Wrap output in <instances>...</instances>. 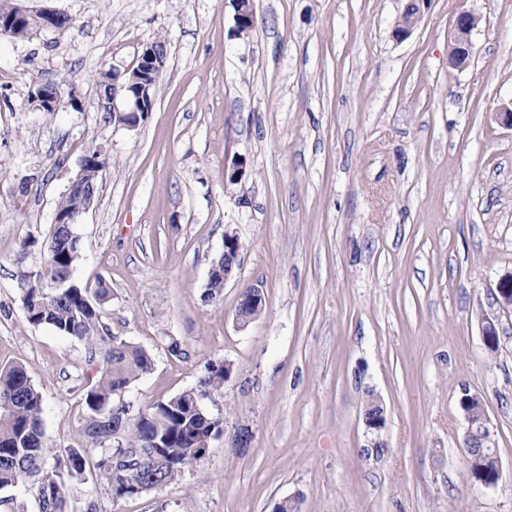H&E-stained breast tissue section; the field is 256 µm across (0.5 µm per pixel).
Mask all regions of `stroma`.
Returning <instances> with one entry per match:
<instances>
[{
    "label": "stroma",
    "mask_w": 512,
    "mask_h": 512,
    "mask_svg": "<svg viewBox=\"0 0 512 512\" xmlns=\"http://www.w3.org/2000/svg\"><path fill=\"white\" fill-rule=\"evenodd\" d=\"M66 29L0 35V365L21 363L44 399L47 439L76 443L77 339L24 317L19 267L44 259L57 203L83 156L109 159L76 232L77 284L103 282L104 320L148 349L127 393L149 408L230 364L205 401L222 432L162 491L98 512H512V0H254L249 37L232 0H13ZM479 17L469 66L448 63L454 20ZM163 42L153 109L105 112L100 83ZM54 82L55 112L34 109ZM237 180H229L234 167ZM239 265L205 300L225 234ZM258 287L263 310L235 313ZM494 318L489 351L482 320ZM375 394L386 425L366 428ZM493 424L502 478L466 474L464 395ZM249 428V447L233 438Z\"/></svg>",
    "instance_id": "obj_1"
}]
</instances>
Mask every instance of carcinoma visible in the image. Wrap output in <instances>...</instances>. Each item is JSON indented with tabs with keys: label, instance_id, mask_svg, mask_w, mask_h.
I'll return each mask as SVG.
<instances>
[{
	"label": "carcinoma",
	"instance_id": "carcinoma-1",
	"mask_svg": "<svg viewBox=\"0 0 512 512\" xmlns=\"http://www.w3.org/2000/svg\"><path fill=\"white\" fill-rule=\"evenodd\" d=\"M46 258L20 273L22 307L32 326L48 325L83 342L95 376L80 386L86 413L79 445L55 449L43 425V397L20 363L0 365V491L21 485L38 512H98L97 491L125 498L160 490L202 462L220 420L202 403L224 388V363L211 362L196 385L139 412L123 425L112 417L120 394L151 373L152 355L115 336L103 321L105 288L73 281L79 242L51 225ZM467 462L470 481L495 477L494 444Z\"/></svg>",
	"mask_w": 512,
	"mask_h": 512
}]
</instances>
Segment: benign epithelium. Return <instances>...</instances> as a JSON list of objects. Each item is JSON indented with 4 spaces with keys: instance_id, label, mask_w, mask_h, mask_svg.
Here are the masks:
<instances>
[{
    "instance_id": "1",
    "label": "benign epithelium",
    "mask_w": 512,
    "mask_h": 512,
    "mask_svg": "<svg viewBox=\"0 0 512 512\" xmlns=\"http://www.w3.org/2000/svg\"><path fill=\"white\" fill-rule=\"evenodd\" d=\"M420 2L422 0H410L407 4L404 17L397 28V36L405 38L411 34L421 17ZM236 32L240 36H247L253 28V0H234ZM32 16V13L17 7H10L7 11H0V27L10 28L22 24ZM478 19L469 12H461L455 18L451 36V45L448 54L449 64L456 69H464L470 63L473 54L471 34L476 27ZM159 50L153 44L146 46L137 57L135 63L127 70L125 77L128 81L122 83L112 82L106 85V105L112 107L113 114L119 116V120L128 127H134L140 121V117L146 116L149 109L145 107L143 93L139 92L135 83L145 72L153 73L154 77H160L161 68L158 63ZM93 163L89 157H84L79 172L71 179L67 193L77 201L76 213H55L53 223L64 228L77 223V216L86 213L94 204L97 186L87 178V172ZM497 302L504 311L512 310V272L504 275L497 285ZM249 305L256 307L253 312L239 311L236 313V321L242 327L248 325L261 312L263 295L256 288L251 294ZM482 336L485 346L489 349L498 345L499 336L497 326L493 319L486 318L482 324ZM479 417L481 433L492 435L491 423L485 410L479 414L466 413L468 428L466 437L474 435V417Z\"/></svg>"
}]
</instances>
